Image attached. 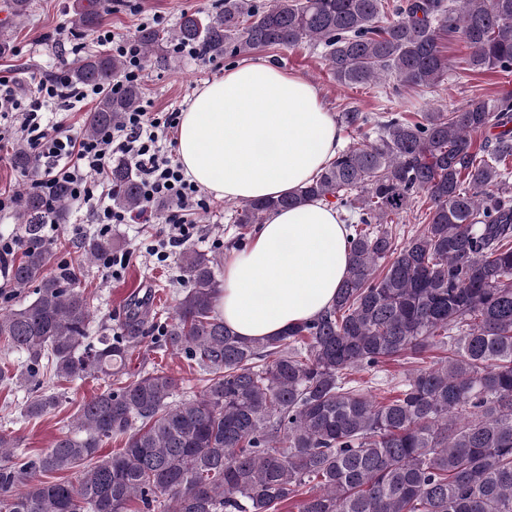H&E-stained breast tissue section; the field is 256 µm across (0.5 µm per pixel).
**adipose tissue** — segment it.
Returning a JSON list of instances; mask_svg holds the SVG:
<instances>
[{"label":"adipose tissue","mask_w":512,"mask_h":512,"mask_svg":"<svg viewBox=\"0 0 512 512\" xmlns=\"http://www.w3.org/2000/svg\"><path fill=\"white\" fill-rule=\"evenodd\" d=\"M175 141L185 175L228 200L290 193L341 145L318 88L268 61L237 64L205 83L182 112ZM345 237L335 208L319 200L270 213L224 262L225 325L264 339L327 309L347 274Z\"/></svg>","instance_id":"ef3b65f1"}]
</instances>
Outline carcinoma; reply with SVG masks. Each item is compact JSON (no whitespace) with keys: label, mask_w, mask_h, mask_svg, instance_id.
I'll return each instance as SVG.
<instances>
[{"label":"carcinoma","mask_w":512,"mask_h":512,"mask_svg":"<svg viewBox=\"0 0 512 512\" xmlns=\"http://www.w3.org/2000/svg\"><path fill=\"white\" fill-rule=\"evenodd\" d=\"M110 7L77 0L72 28H94ZM385 8L223 0L214 15L184 13L137 38L161 67L170 43L212 60L310 43L337 82L385 77L398 92L434 88L456 67L441 51L447 37L465 44L466 69L512 73V0H400L386 22ZM124 68L102 51L66 66L71 84L102 89L87 135L140 106V85L112 90ZM340 123L352 141L311 183L230 207L239 242L270 212L312 200L345 224L350 264L335 302L262 341L224 326L217 260L194 248L180 257L183 291L170 315L137 299L115 333L91 336L90 297L76 272L49 271L53 250L41 238L45 214L66 218L68 188L51 205L21 190L28 242L9 282L33 296L0 312V341L23 357L0 365V385L113 380L44 452L17 454V440L0 434V512H130L133 502L135 512H279L290 501L298 512H512V92L416 119L347 110ZM110 175L113 204L140 212L137 172L119 161ZM423 196L428 222L403 240L392 217ZM84 251L95 260L112 239L93 237ZM152 322L204 381L200 396L175 401L180 382L160 369L121 379ZM434 349L442 355L412 365L389 399L351 378ZM60 402L32 395L21 416L39 419ZM119 436L124 447L101 454Z\"/></svg>","instance_id":"cac0c4a2"}]
</instances>
